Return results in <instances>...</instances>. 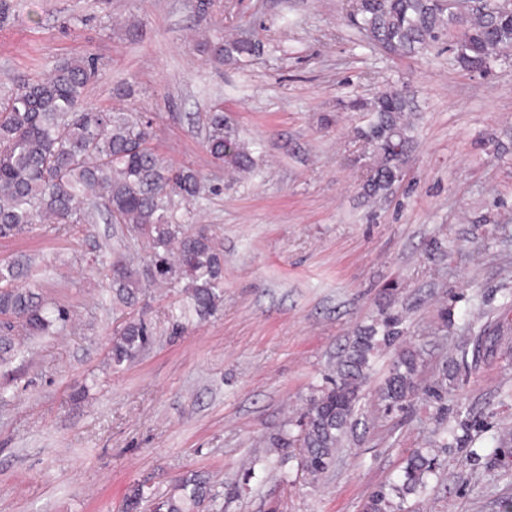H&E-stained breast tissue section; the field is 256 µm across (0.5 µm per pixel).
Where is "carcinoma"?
<instances>
[{
	"mask_svg": "<svg viewBox=\"0 0 512 512\" xmlns=\"http://www.w3.org/2000/svg\"><path fill=\"white\" fill-rule=\"evenodd\" d=\"M348 22L370 41L392 55L423 52L456 31L448 52L461 68L480 74L490 71L502 53L512 47V10L502 0H352ZM248 39L205 41L202 51L216 64L236 62L256 52ZM99 69L88 58L71 59L42 79L24 82L15 92L0 96V237L25 231L31 224H94L104 217L126 224L146 236L151 247V279L183 284L196 315L204 320L223 301V258L204 227L186 233L184 215L175 199L184 202L204 195L200 174L190 167L165 164L149 147L152 121L142 112L102 110L83 104L86 87ZM350 107L371 119L355 131L368 154L364 194H385L402 176L414 148L411 101L402 93L385 90L370 101L355 100ZM206 149L213 163L229 172L253 170L254 151L235 130L211 113ZM112 293L131 306L142 288L128 259H112ZM24 267L0 268V353L13 350L12 332L20 325L28 334L41 335L69 321L68 311L49 307L30 288L13 286ZM403 318L383 311L372 323L357 329L336 356L329 387L309 400L296 420L264 440L281 461L299 459L303 475L322 479L344 440L359 425L357 405L373 355L381 348L399 351L378 388L379 409L391 413L418 397L437 402L447 393L448 373L423 386L419 369L422 351L403 346ZM152 339L142 320H130L112 338L111 358L116 366L133 358ZM495 339L479 336L471 350L478 364L493 351ZM437 469V454L416 450L407 459L397 483L374 491L365 512H396L408 496L427 487ZM208 480L197 472L178 479L173 489L152 499L143 486L131 487L123 512H202L214 501Z\"/></svg>",
	"mask_w": 512,
	"mask_h": 512,
	"instance_id": "obj_1",
	"label": "carcinoma"
}]
</instances>
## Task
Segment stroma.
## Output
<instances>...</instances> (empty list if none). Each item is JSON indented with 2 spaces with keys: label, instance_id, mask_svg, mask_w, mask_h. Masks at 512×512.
<instances>
[{
  "label": "stroma",
  "instance_id": "1",
  "mask_svg": "<svg viewBox=\"0 0 512 512\" xmlns=\"http://www.w3.org/2000/svg\"><path fill=\"white\" fill-rule=\"evenodd\" d=\"M0 24V74L32 81L65 59L103 71L88 105L151 116V147L199 171L206 185L187 231L206 226L224 256V298L205 320L173 312L180 285L144 279L133 306L106 299L115 254L139 270L147 239L98 220L58 231L35 224L0 238V266L24 264L21 287L70 313L54 334L17 332L0 360V512H121L138 482L161 496L188 471L208 476L211 512H362L396 481L439 425H472L439 452V488L402 512H503L512 500V55L484 75L435 47L396 56L347 23L349 0H13ZM139 24L140 35L126 29ZM236 34L260 41L237 63L198 46ZM397 88L415 104L416 147L402 180L367 200L354 137L366 113L347 109ZM225 118L260 157L235 176L206 151L208 116ZM448 242L447 253L430 249ZM451 308L452 325L438 316ZM404 318L422 349L423 382L483 328L503 346L449 384L444 405L418 401L390 416L375 390L394 359L379 351L358 403L366 422L323 481L263 439L326 387L337 353L380 312ZM145 320L153 338L113 365L112 337ZM255 475L241 485L244 460Z\"/></svg>",
  "mask_w": 512,
  "mask_h": 512
}]
</instances>
